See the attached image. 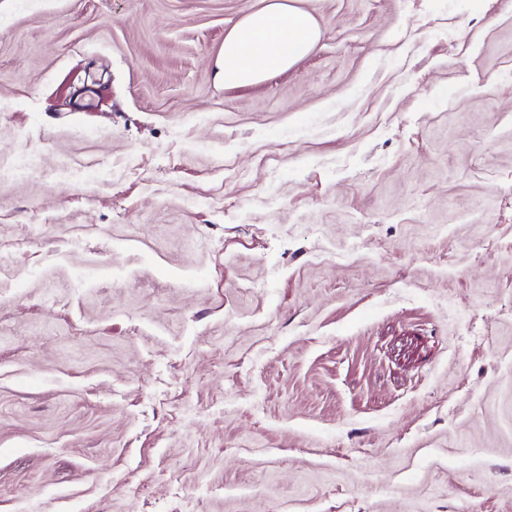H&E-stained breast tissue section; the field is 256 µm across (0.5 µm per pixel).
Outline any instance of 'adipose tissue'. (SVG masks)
I'll return each mask as SVG.
<instances>
[{"label":"adipose tissue","instance_id":"adipose-tissue-1","mask_svg":"<svg viewBox=\"0 0 512 512\" xmlns=\"http://www.w3.org/2000/svg\"><path fill=\"white\" fill-rule=\"evenodd\" d=\"M319 39L314 16L296 0H266L239 21L224 39L223 79L246 86L283 71L309 54Z\"/></svg>","mask_w":512,"mask_h":512}]
</instances>
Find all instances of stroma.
<instances>
[{
	"mask_svg": "<svg viewBox=\"0 0 512 512\" xmlns=\"http://www.w3.org/2000/svg\"><path fill=\"white\" fill-rule=\"evenodd\" d=\"M262 5L0 0V512H512V0ZM263 8L239 21L224 38L225 86L251 85L283 71L309 54L319 39L314 16L298 0H264Z\"/></svg>",
	"mask_w": 512,
	"mask_h": 512,
	"instance_id": "stroma-1",
	"label": "stroma"
}]
</instances>
